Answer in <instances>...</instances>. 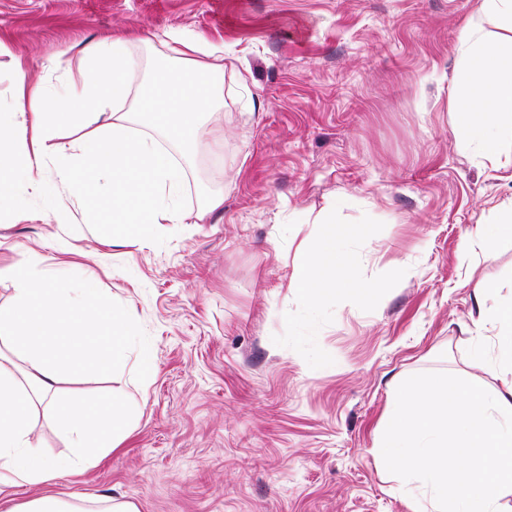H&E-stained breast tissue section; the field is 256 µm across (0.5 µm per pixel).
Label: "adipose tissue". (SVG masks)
Returning <instances> with one entry per match:
<instances>
[{
    "mask_svg": "<svg viewBox=\"0 0 512 512\" xmlns=\"http://www.w3.org/2000/svg\"><path fill=\"white\" fill-rule=\"evenodd\" d=\"M480 11L494 31L464 26L448 110L460 146L498 168L512 146V0H481ZM139 40V32L128 28L85 44L81 53L90 77L81 86L48 90L19 80L12 111H0V208L16 207L20 189L39 191L49 179L64 201L60 217H68L74 203L119 226L178 223L181 162L159 141L128 127L123 107L135 101L139 112L151 114V128L181 147L183 162H192L202 120L224 109V66L214 62L205 40L176 38L166 46L173 68L143 85L136 81L143 63L131 52ZM69 132L70 145L60 146ZM342 204L334 199L319 217L318 240L299 253L289 280L314 303L341 290L360 298L370 294L349 276V232L336 221ZM12 270L13 304L0 308V488L38 487L63 470L95 467L127 438V411L118 395L90 405L58 395L55 385L63 374L87 368L107 377L120 374L136 319L131 308L91 283L46 282L20 264ZM44 402L51 424L69 442V457L51 456L34 441L33 412ZM11 512L138 509L111 497L91 506L34 497Z\"/></svg>",
    "mask_w": 512,
    "mask_h": 512,
    "instance_id": "adipose-tissue-1",
    "label": "adipose tissue"
}]
</instances>
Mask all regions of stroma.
I'll list each match as a JSON object with an SVG mask.
<instances>
[{
	"mask_svg": "<svg viewBox=\"0 0 512 512\" xmlns=\"http://www.w3.org/2000/svg\"><path fill=\"white\" fill-rule=\"evenodd\" d=\"M477 0H0V110L16 75L83 83L80 51L128 27L135 52L199 36L224 51V110L201 131L177 224L115 244L56 193L0 212V306L12 261L45 280L94 277L138 317L119 383L131 436L97 467L0 492V512L39 495L134 502L139 512H411L375 443L396 389L419 373L480 375L468 348L495 345L512 242L486 258L479 225L512 203V164L482 165L457 142L448 88ZM224 204L199 218L201 189ZM352 232L351 278L372 288L314 304L289 288L313 219L335 197Z\"/></svg>",
	"mask_w": 512,
	"mask_h": 512,
	"instance_id": "35a3bbf8",
	"label": "stroma"
}]
</instances>
